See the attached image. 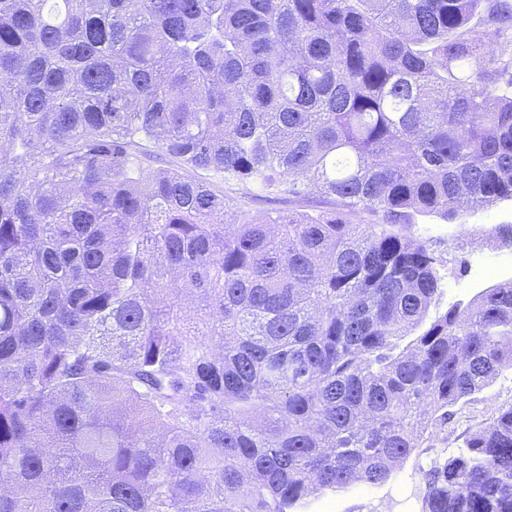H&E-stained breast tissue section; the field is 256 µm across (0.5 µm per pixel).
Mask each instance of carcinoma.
<instances>
[{"label": "carcinoma", "mask_w": 512, "mask_h": 512, "mask_svg": "<svg viewBox=\"0 0 512 512\" xmlns=\"http://www.w3.org/2000/svg\"><path fill=\"white\" fill-rule=\"evenodd\" d=\"M506 199L512 0H0V512L392 480L512 371V280L443 306L411 220ZM454 442L422 512H512V404ZM190 174L196 179L213 181L216 190L224 193V200L242 218L255 219L288 211L316 215L336 206L332 199L318 195H310L299 200L288 199V195H275L263 191L259 181L244 188L224 182L220 177L212 178L208 172L202 170L191 171Z\"/></svg>", "instance_id": "cac0c4a2"}]
</instances>
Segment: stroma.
Returning a JSON list of instances; mask_svg holds the SVG:
<instances>
[{"mask_svg":"<svg viewBox=\"0 0 512 512\" xmlns=\"http://www.w3.org/2000/svg\"><path fill=\"white\" fill-rule=\"evenodd\" d=\"M200 180L212 179L216 190L241 217L260 218L269 214L300 211L320 214L334 208L332 199L312 195L291 199L263 191L260 184L239 187L222 178H210L208 172L194 173ZM469 235H461L459 225L437 218L417 216L412 231L416 237L429 240L438 255L447 261L445 299L449 302L469 300L482 288L512 279V250L502 249L484 238L485 232L497 224H512V201L502 200L467 212L462 224ZM512 402V375L498 379L465 405L448 426L449 435L461 434L469 426L490 418L497 408ZM444 446L419 449L398 469L395 478L381 486L355 484L346 489L311 497L302 512H420V471L443 455Z\"/></svg>","mask_w":512,"mask_h":512,"instance_id":"obj_1","label":"stroma"}]
</instances>
